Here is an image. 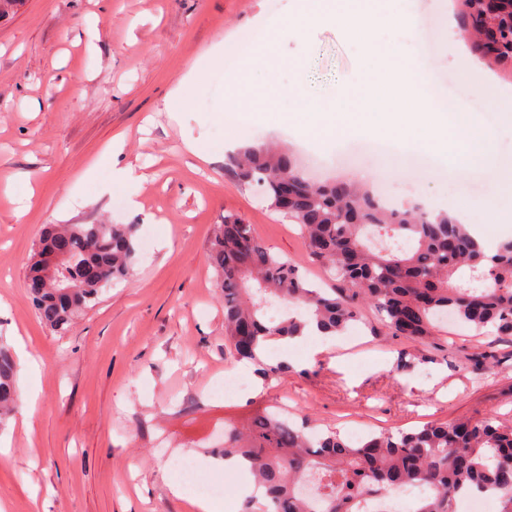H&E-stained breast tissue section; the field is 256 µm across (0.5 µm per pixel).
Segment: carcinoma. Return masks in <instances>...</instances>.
Here are the masks:
<instances>
[{"label": "carcinoma", "instance_id": "1", "mask_svg": "<svg viewBox=\"0 0 512 512\" xmlns=\"http://www.w3.org/2000/svg\"><path fill=\"white\" fill-rule=\"evenodd\" d=\"M472 50L512 78V11L492 0H458ZM226 169L256 185L269 207L300 225L308 261L338 284L315 287L303 267L271 251L251 225L224 215L208 260L224 299L225 340L233 358L257 366L265 385L281 381L288 362L261 358L268 342L296 339L316 325L335 336L375 308L389 336L424 354L441 336L439 315L497 338L512 337V237L494 253L469 225L420 203L391 206L345 181L310 183L282 149L245 145ZM134 224H48L28 265V297L41 322L60 331L84 313L102 288L125 279L135 255ZM465 267L484 288L451 283ZM18 366L0 346V422L18 399ZM224 458L247 463L261 495L241 512H358L380 490L427 485L416 512H457L461 497L490 492L512 512V423L490 414L380 433L358 444L317 433L262 410L238 428L224 427Z\"/></svg>", "mask_w": 512, "mask_h": 512}]
</instances>
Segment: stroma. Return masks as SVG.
<instances>
[{
    "instance_id": "35a3bbf8",
    "label": "stroma",
    "mask_w": 512,
    "mask_h": 512,
    "mask_svg": "<svg viewBox=\"0 0 512 512\" xmlns=\"http://www.w3.org/2000/svg\"><path fill=\"white\" fill-rule=\"evenodd\" d=\"M21 0L0 16V343L19 361L17 386L39 384L35 408L19 403L0 423V512H195L192 490L175 495L184 461L222 481L223 512H240L244 478L216 468L225 425L278 404L315 431L398 433L426 422L496 414L512 420V339L450 328L437 349L408 371L396 369L405 342L377 333L374 308L327 346L302 337L287 356L292 373L264 387L224 340V308L207 261L215 225L237 215L282 257L305 262L300 227L225 170L227 142L278 144L295 151L312 180L353 179L370 160L339 163L357 140L344 132L308 147L313 132L289 97L301 82L328 101L357 79L363 58L344 30L315 26L306 43L278 37L266 63L242 61L250 87L214 88L189 74L229 36L278 21L290 0ZM422 30L437 29L422 63L436 78L481 81L458 52L459 17L436 0H415ZM301 62L300 72L289 65ZM223 113L216 121L214 113ZM120 140V167L138 180L118 183L94 163ZM209 153L201 161L186 149ZM30 175L35 195L17 216L12 180ZM374 186L391 201L437 209L512 195V178L488 183L474 165L456 176L428 167L382 169ZM136 225L127 279L64 333L38 318L24 285L34 243L48 224ZM489 350L493 364H476ZM40 376L31 380L30 365ZM247 375L250 388L215 395L208 372Z\"/></svg>"
}]
</instances>
